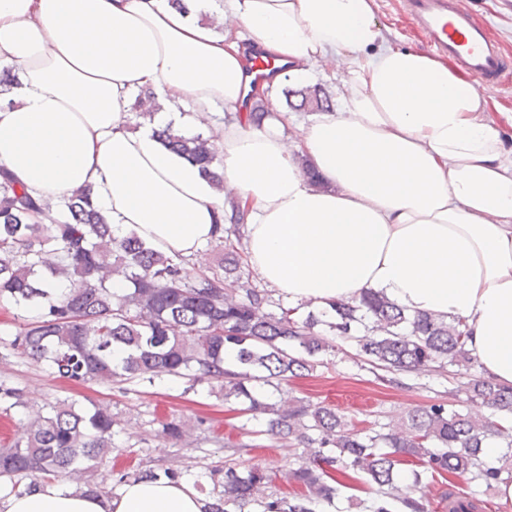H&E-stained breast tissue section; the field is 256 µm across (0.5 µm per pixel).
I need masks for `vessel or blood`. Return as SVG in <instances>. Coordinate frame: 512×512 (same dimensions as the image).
Returning <instances> with one entry per match:
<instances>
[{"label": "vessel or blood", "instance_id": "obj_1", "mask_svg": "<svg viewBox=\"0 0 512 512\" xmlns=\"http://www.w3.org/2000/svg\"><path fill=\"white\" fill-rule=\"evenodd\" d=\"M425 36L429 49L448 58L478 86L499 84L512 73V59L501 54L462 0H401Z\"/></svg>", "mask_w": 512, "mask_h": 512}]
</instances>
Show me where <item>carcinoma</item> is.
Instances as JSON below:
<instances>
[{"label":"carcinoma","instance_id":"obj_1","mask_svg":"<svg viewBox=\"0 0 512 512\" xmlns=\"http://www.w3.org/2000/svg\"><path fill=\"white\" fill-rule=\"evenodd\" d=\"M264 94L253 97L250 122L267 114ZM159 137L187 161L204 171L221 158L210 139L185 136L171 127ZM52 203L27 194L0 167V302L35 307L37 315L19 325L9 342L23 355L75 383L128 384L162 376L185 380L184 392L207 384L224 394L229 411L246 421H263L272 438L307 449L297 467L287 472L296 487L290 494L268 490L269 476L258 466L242 467L226 460L211 470L214 502L205 512H319L335 506L342 489L364 483L374 489L368 512H428L409 486L397 479L398 466H413L412 484L445 476H471L487 489L512 479V467L482 458L491 435L505 441L512 460V430L486 417L462 413L445 402L419 406L396 422L379 428L351 429L336 408L298 400L283 409L256 392L258 385L279 390L293 378L312 374L322 356L335 348L323 334L356 343L359 354L385 372L393 384L401 373L466 366L468 332L460 323L431 314L410 316L385 296L367 291L359 300L332 305L325 318L296 308L267 311L263 290L244 281L243 234L246 213L236 209L228 236L216 241L224 258L215 268L193 273L185 258L155 251L135 235L112 236V226L91 202V188L72 191L59 207L67 218L51 225L32 222ZM126 282L114 297L112 277ZM55 279L69 284L54 297L45 285ZM125 356L116 361L112 349ZM236 351L224 358V348ZM467 400L512 415V388L479 375L466 383ZM0 404L24 405L22 393L0 386ZM116 421L96 404L79 407L59 401L27 424L21 440L0 450V478L13 489L34 492L55 480L83 482L87 492L112 494L130 480L166 477L165 469L123 470L115 483L87 479L84 474L112 453Z\"/></svg>","mask_w":512,"mask_h":512}]
</instances>
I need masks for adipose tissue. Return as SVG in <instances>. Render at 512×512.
Wrapping results in <instances>:
<instances>
[{
  "instance_id": "1",
  "label": "adipose tissue",
  "mask_w": 512,
  "mask_h": 512,
  "mask_svg": "<svg viewBox=\"0 0 512 512\" xmlns=\"http://www.w3.org/2000/svg\"><path fill=\"white\" fill-rule=\"evenodd\" d=\"M373 0H0V68L19 83L0 102V165L38 199L88 186L116 238L195 260L247 213L248 268L289 303L325 310L366 290L408 313L462 321L485 375L512 387V150L486 101L433 56L390 44ZM218 9L223 33L192 11ZM306 81L341 59L331 110L288 135L216 122L249 91L244 43ZM163 122L211 136L223 191L152 126L129 130L144 88ZM194 483L165 478L93 496L53 482L0 485V512H204Z\"/></svg>"
}]
</instances>
